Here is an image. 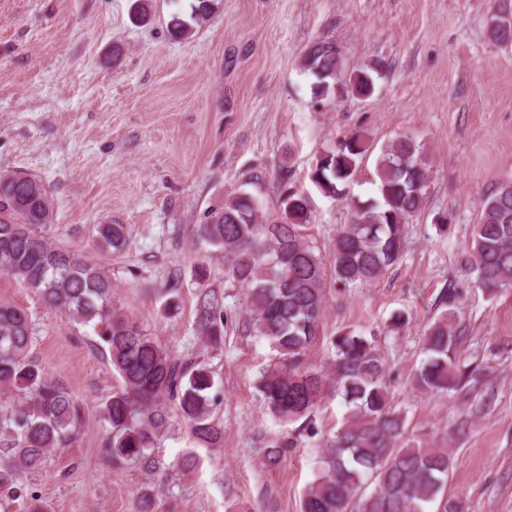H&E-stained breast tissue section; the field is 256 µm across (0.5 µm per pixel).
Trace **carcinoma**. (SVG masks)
Wrapping results in <instances>:
<instances>
[{
    "label": "carcinoma",
    "mask_w": 512,
    "mask_h": 512,
    "mask_svg": "<svg viewBox=\"0 0 512 512\" xmlns=\"http://www.w3.org/2000/svg\"><path fill=\"white\" fill-rule=\"evenodd\" d=\"M490 20L499 21L493 39L511 44L512 11L502 0H492ZM303 68L314 77L312 94L319 103L330 96L372 97L389 64L373 59L349 68L336 41L319 39L303 55ZM371 155L376 198L350 199L351 218L336 234L329 265L303 235L310 221L307 195L286 187L278 217H260L256 197L241 190L200 225L198 235L224 251L225 274L248 291L249 329L276 352L258 381L269 413L280 422L302 421L311 439L316 435L312 413L326 396L340 397L347 408L327 440L300 512H347L354 498L358 512H425L429 504L435 512H469L463 497L446 491L453 466L448 449L406 440L405 415L389 403L387 368L374 338L344 331L330 340L329 369L305 365L320 336L330 289L370 284L398 264L406 226L424 206L431 159L426 144L408 135L379 147L361 133L346 135L319 155L311 181L323 196L341 199L363 179V163ZM52 217L47 189L38 178L18 171L0 176V274L36 290L72 322L94 324L122 379L123 388L102 406L111 426L107 452L118 462L149 465L148 450L172 411L194 444L219 446L224 428L213 418V408L222 393L213 372L173 357L137 317L114 306L111 282L100 267L37 234L36 227ZM126 245L124 225H97V248L119 254ZM459 261L487 294L512 290V181L483 202L472 247ZM460 297L455 288L443 293L441 312L422 337L424 359L413 385L421 394L465 402L482 388L485 374L461 351ZM196 319L211 343L223 341L224 313L216 295L199 297ZM32 335L27 309L0 298V492L9 494L15 512H41L27 478L44 467L52 451L68 447L82 424L78 401L26 358ZM369 482L375 487L366 495L362 489Z\"/></svg>",
    "instance_id": "cac0c4a2"
}]
</instances>
